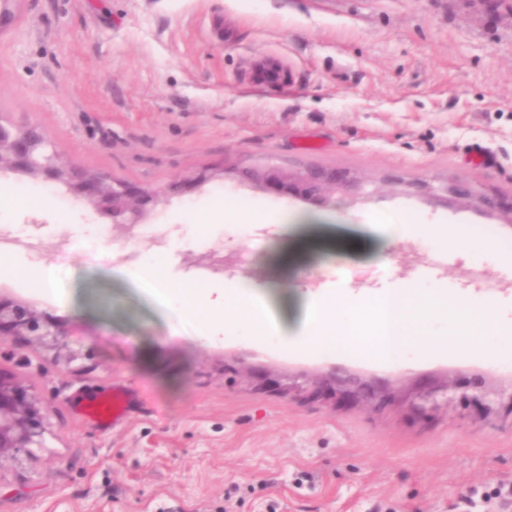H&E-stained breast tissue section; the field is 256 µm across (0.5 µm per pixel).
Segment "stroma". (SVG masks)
Listing matches in <instances>:
<instances>
[{
  "label": "stroma",
  "instance_id": "stroma-1",
  "mask_svg": "<svg viewBox=\"0 0 512 512\" xmlns=\"http://www.w3.org/2000/svg\"><path fill=\"white\" fill-rule=\"evenodd\" d=\"M268 60L288 84L256 79ZM0 119L41 125L70 165L154 189L230 172L131 233L60 184L6 175L0 300L67 333L0 344L47 439L0 461V512H491L470 496L512 483V342L488 363L452 350L385 369L274 338L262 352L182 320L129 271L163 251L175 281L266 283L294 332L330 278L357 291L423 269L428 247L384 246L373 214L459 224L512 253V223L390 185L450 175L512 194V0H24L0 35ZM266 161L349 167L378 192L315 206L240 179ZM228 192L286 208L295 231L191 224ZM213 251L232 267L202 266ZM439 279L512 305V273L471 252ZM119 384L138 401L101 430L78 405Z\"/></svg>",
  "mask_w": 512,
  "mask_h": 512
}]
</instances>
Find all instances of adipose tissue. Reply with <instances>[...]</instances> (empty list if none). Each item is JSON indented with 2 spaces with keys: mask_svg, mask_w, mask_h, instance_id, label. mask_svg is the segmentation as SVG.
Wrapping results in <instances>:
<instances>
[{
  "mask_svg": "<svg viewBox=\"0 0 512 512\" xmlns=\"http://www.w3.org/2000/svg\"><path fill=\"white\" fill-rule=\"evenodd\" d=\"M198 224H280L284 221L282 212L255 208H241L233 197H225L223 208L194 218ZM372 223L381 225L387 241L412 239L435 250H466L494 261L504 271H511L512 264L505 262L496 242L486 239L480 242L471 239L456 224H425L410 213L391 212L373 215Z\"/></svg>",
  "mask_w": 512,
  "mask_h": 512,
  "instance_id": "ef3b65f1",
  "label": "adipose tissue"
}]
</instances>
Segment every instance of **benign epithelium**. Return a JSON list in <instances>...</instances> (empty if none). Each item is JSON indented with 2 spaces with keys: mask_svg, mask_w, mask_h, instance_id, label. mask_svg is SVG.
<instances>
[{
  "mask_svg": "<svg viewBox=\"0 0 512 512\" xmlns=\"http://www.w3.org/2000/svg\"><path fill=\"white\" fill-rule=\"evenodd\" d=\"M20 2L0 0V33L15 21L16 5ZM2 173L66 183L100 216L112 224L130 228L144 223L169 197L182 196L214 178L203 171L161 190L131 185L105 172L78 169L61 162L48 134L39 125L15 127L0 122ZM248 182L263 192L317 206L329 203L338 193L353 203L368 201L376 194V190L345 169L310 166L285 171L269 161L252 167ZM391 184L401 194L418 195L444 204L485 207L512 223V196L487 197L465 179L394 178ZM17 329L42 337L60 333L58 325L39 319L28 309L0 302V336H10ZM45 433L36 396L14 374L0 368V459L22 450L31 454L36 448L46 447Z\"/></svg>",
  "mask_w": 512,
  "mask_h": 512,
  "instance_id": "obj_1",
  "label": "benign epithelium"
}]
</instances>
